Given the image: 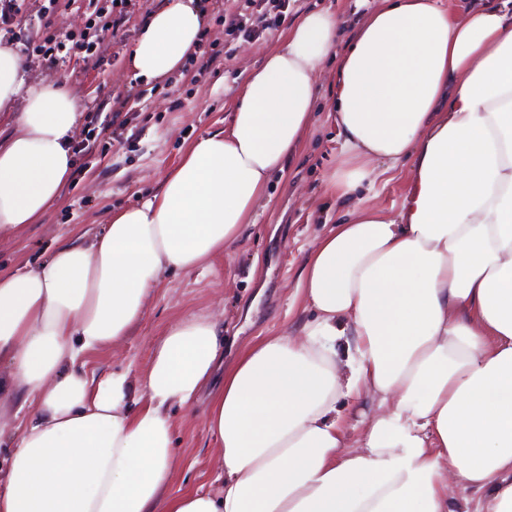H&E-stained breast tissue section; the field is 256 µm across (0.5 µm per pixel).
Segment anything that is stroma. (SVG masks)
Returning <instances> with one entry per match:
<instances>
[{
    "instance_id": "obj_1",
    "label": "stroma",
    "mask_w": 512,
    "mask_h": 512,
    "mask_svg": "<svg viewBox=\"0 0 512 512\" xmlns=\"http://www.w3.org/2000/svg\"><path fill=\"white\" fill-rule=\"evenodd\" d=\"M163 2L17 0L15 12L0 23V38L13 42L24 59L27 85L55 81L81 106L76 168L40 223L0 239L1 272L38 264L50 243L47 227L63 234L94 232L108 212L139 203L157 175L176 166L201 133L228 123L247 66L274 48V32L287 30L305 13L328 9L349 38L374 5V0H288L279 22L273 0H202L208 14L202 51L218 56L210 72L198 76V64L191 61L182 74L139 86L128 80V55L144 23ZM242 11L254 31L249 38L228 33L230 16ZM105 18L114 21V28L102 29ZM49 35L63 41L51 62L34 51ZM335 93V79L327 77L309 134L298 155L271 181L269 201L259 208L256 224L229 254L208 267L167 274L120 353L91 355V370L145 369L152 343L170 321L186 314H222L228 364L266 337L314 319L298 288L314 239L344 219L354 201L395 214L410 187V166L404 161L357 189L352 201L328 193L327 182L341 154L331 117ZM204 412L201 402L172 409L179 461L173 487H215V444Z\"/></svg>"
}]
</instances>
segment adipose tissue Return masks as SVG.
<instances>
[{"label": "adipose tissue", "mask_w": 512, "mask_h": 512, "mask_svg": "<svg viewBox=\"0 0 512 512\" xmlns=\"http://www.w3.org/2000/svg\"><path fill=\"white\" fill-rule=\"evenodd\" d=\"M205 24L200 0H167L130 50V81L180 72ZM338 41L332 12L301 16L251 66L229 123L147 198L0 275V439L13 449L0 512H460V494L512 512V6L377 0ZM335 48L330 193L404 160L411 191L396 216L361 206L318 238L299 282L315 321L247 350L210 396L220 489L170 493L171 409L209 383L223 322L173 321L140 372L92 378L86 358L128 336L164 274L204 267L255 223ZM23 67L0 42V112L15 125L0 141V236L37 223L75 162L76 98L24 90ZM365 393L380 409L351 450L336 402Z\"/></svg>", "instance_id": "1"}]
</instances>
